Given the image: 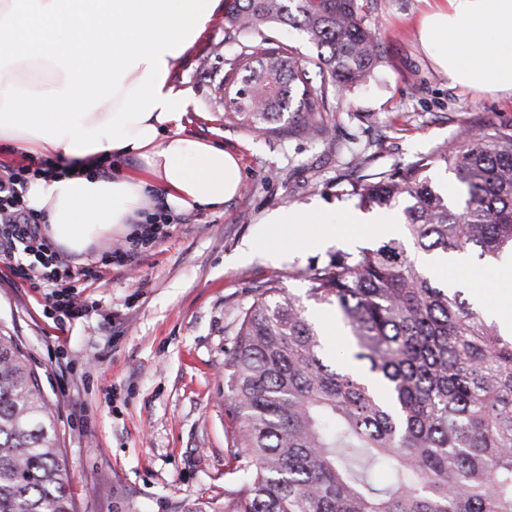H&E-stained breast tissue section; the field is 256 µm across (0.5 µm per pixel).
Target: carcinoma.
<instances>
[{
  "label": "carcinoma",
  "mask_w": 512,
  "mask_h": 512,
  "mask_svg": "<svg viewBox=\"0 0 512 512\" xmlns=\"http://www.w3.org/2000/svg\"><path fill=\"white\" fill-rule=\"evenodd\" d=\"M359 0H230L224 38L244 35L220 89L238 123L282 119L327 140L331 99L370 80L379 38ZM297 31L315 50L274 43ZM438 156L464 206L419 155L353 188L361 208H405L404 239L338 253L304 271L307 298L332 306L352 340L351 368L324 360L299 300L276 284L242 312L224 350L225 401L241 453L224 500L174 512H512V335L415 255L512 252V124L486 125ZM412 244L410 254L406 244ZM387 472L373 485L372 468ZM0 512H74L56 415L14 337L0 334ZM430 174L433 180L443 188L444 192L448 193L449 204L455 208H461L463 205V198L459 194L453 174L446 171V165L440 162L433 164Z\"/></svg>",
  "instance_id": "obj_1"
}]
</instances>
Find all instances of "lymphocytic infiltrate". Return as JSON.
I'll return each mask as SVG.
<instances>
[{
	"mask_svg": "<svg viewBox=\"0 0 512 512\" xmlns=\"http://www.w3.org/2000/svg\"><path fill=\"white\" fill-rule=\"evenodd\" d=\"M71 166V161L57 156L28 159L0 169V263L17 284L43 292V313L61 330L88 311L87 305L75 298L73 282L99 281L105 268H126L137 258L136 251L118 249L106 253L101 265L75 267L49 239L43 216L25 206L23 189L29 180L61 175Z\"/></svg>",
	"mask_w": 512,
	"mask_h": 512,
	"instance_id": "obj_1",
	"label": "lymphocytic infiltrate"
}]
</instances>
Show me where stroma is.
Listing matches in <instances>:
<instances>
[{
    "mask_svg": "<svg viewBox=\"0 0 512 512\" xmlns=\"http://www.w3.org/2000/svg\"><path fill=\"white\" fill-rule=\"evenodd\" d=\"M364 24L381 35L383 64L365 87L336 98L332 142L296 126L271 134L224 117L218 84L238 50L224 39V9L173 73L196 109L183 133L234 152L243 184L224 207L177 215L131 272L112 271L81 289L95 310L66 330L45 318L42 293L12 281L0 264V332L14 336L37 369L57 414L61 465L75 512H173L182 500L232 494L239 421L224 405V350L241 310L266 288L304 299L326 354L344 362L349 345L334 311L307 300L303 271L336 252L402 238L347 224L349 192L368 173L397 172L419 154L457 146L465 129L512 124V99L450 84L420 46L415 24L426 0H360ZM321 204L341 222L326 244L277 243V258L243 263L241 249L271 211ZM512 274L471 258L452 287L502 322L498 296Z\"/></svg>",
    "mask_w": 512,
    "mask_h": 512,
    "instance_id": "35a3bbf8",
    "label": "stroma"
}]
</instances>
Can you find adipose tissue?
<instances>
[{
	"instance_id": "ef3b65f1",
	"label": "adipose tissue",
	"mask_w": 512,
	"mask_h": 512,
	"mask_svg": "<svg viewBox=\"0 0 512 512\" xmlns=\"http://www.w3.org/2000/svg\"><path fill=\"white\" fill-rule=\"evenodd\" d=\"M418 39L452 83L512 96V0H431ZM64 79L54 62L17 61L0 71V90L12 83L58 91ZM148 123L157 135L144 147L79 154L73 172L29 181L25 205L45 215L50 236L65 250L87 253L126 225L141 223L158 200L166 211L181 214L221 208L238 194L242 172L234 155L183 136L180 121L161 123L152 117ZM107 161L112 172L104 176L99 169ZM277 234L323 242L335 238L336 226L318 206L273 211L260 223L241 260L263 253L265 242Z\"/></svg>"
}]
</instances>
